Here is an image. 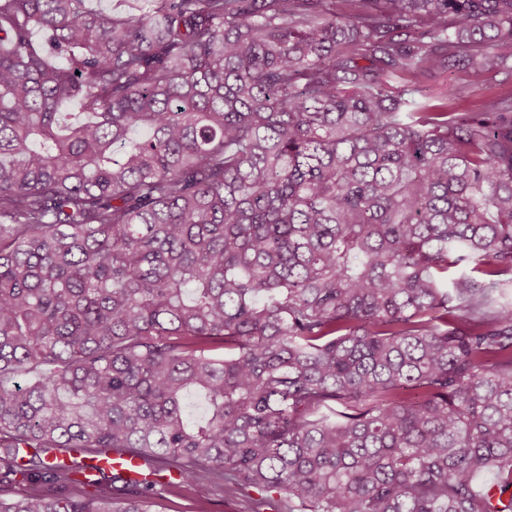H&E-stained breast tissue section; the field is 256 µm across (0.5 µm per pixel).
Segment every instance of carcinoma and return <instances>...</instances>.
<instances>
[{
    "mask_svg": "<svg viewBox=\"0 0 512 512\" xmlns=\"http://www.w3.org/2000/svg\"><path fill=\"white\" fill-rule=\"evenodd\" d=\"M87 3L0 0V512H512V94L420 82L512 0ZM140 459L129 452H113L98 459L97 464L103 468H112L118 472L128 474L135 473L140 464ZM158 495L152 510L155 512H197L202 501L211 512H272L267 503H262L261 495L255 489L227 497L221 488L211 481V476L203 477L189 487L170 488L158 485Z\"/></svg>",
    "mask_w": 512,
    "mask_h": 512,
    "instance_id": "obj_1",
    "label": "carcinoma"
}]
</instances>
